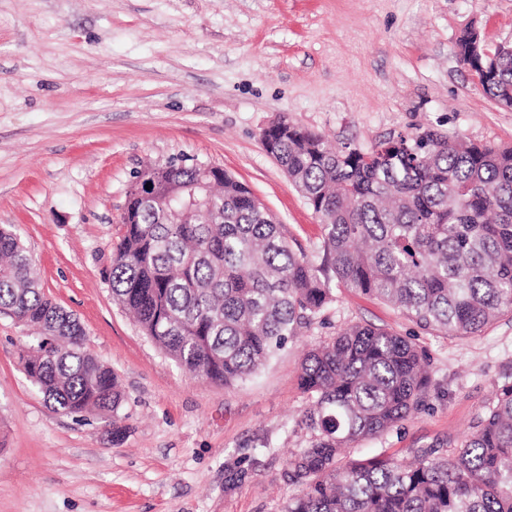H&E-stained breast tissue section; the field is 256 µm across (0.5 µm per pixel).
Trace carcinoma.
I'll use <instances>...</instances> for the list:
<instances>
[{
	"mask_svg": "<svg viewBox=\"0 0 512 512\" xmlns=\"http://www.w3.org/2000/svg\"><path fill=\"white\" fill-rule=\"evenodd\" d=\"M472 67L481 93L512 108V52ZM263 144L322 226L319 259L296 252L266 207L229 174L205 188L198 164L137 173L185 187L181 201L144 207L126 193L112 247V297L179 367L229 387L256 375L334 303L333 284L398 308L425 330L477 336L512 315V146L427 129L367 149L332 148L287 124ZM0 314L37 330L19 349L29 381L65 414L112 417L124 441L115 374L84 349L79 321L42 293L18 234L0 227ZM425 352L383 328L350 323L306 354L313 436L288 461L298 487L286 512H512V374L450 454L427 448L402 464L346 458L356 441L392 429L431 385ZM227 468L234 486L249 469Z\"/></svg>",
	"mask_w": 512,
	"mask_h": 512,
	"instance_id": "obj_1",
	"label": "carcinoma"
}]
</instances>
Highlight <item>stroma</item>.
<instances>
[{"mask_svg": "<svg viewBox=\"0 0 512 512\" xmlns=\"http://www.w3.org/2000/svg\"><path fill=\"white\" fill-rule=\"evenodd\" d=\"M469 29L488 49L512 41V0H0V225L116 374L127 429L116 445L111 421L46 403L17 358L31 336L0 315V512H284L287 460L312 438L303 352L352 322L423 348L432 384L418 413L351 455L460 445L512 370V316L448 337L340 288L323 322L224 387L142 333L110 269L137 172L179 156L223 167L316 257L319 220L261 143L281 117L339 147L427 127L512 146V109L457 56ZM244 456L248 478L226 487Z\"/></svg>", "mask_w": 512, "mask_h": 512, "instance_id": "1", "label": "stroma"}]
</instances>
